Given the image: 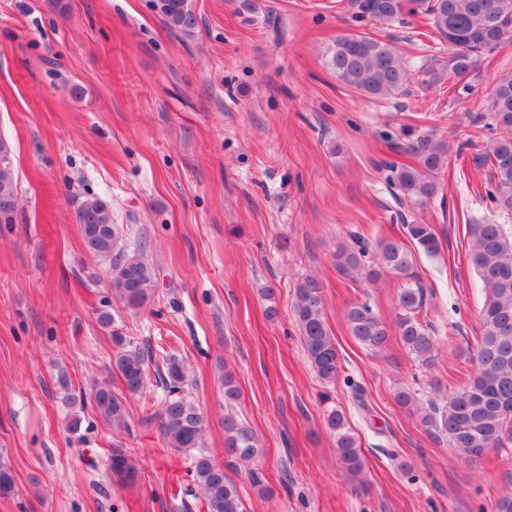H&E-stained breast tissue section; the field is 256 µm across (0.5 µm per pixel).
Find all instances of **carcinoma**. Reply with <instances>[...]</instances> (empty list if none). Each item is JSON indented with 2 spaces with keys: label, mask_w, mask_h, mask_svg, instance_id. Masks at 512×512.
<instances>
[{
  "label": "carcinoma",
  "mask_w": 512,
  "mask_h": 512,
  "mask_svg": "<svg viewBox=\"0 0 512 512\" xmlns=\"http://www.w3.org/2000/svg\"><path fill=\"white\" fill-rule=\"evenodd\" d=\"M424 10L432 32L454 49L446 61L431 60L432 81L451 72L463 89L483 55L512 38V0H354L357 19L389 22L403 16L409 3ZM153 8L166 27L185 37L195 33L198 21L190 0H154ZM327 66L346 87L369 99L393 98L405 91L409 74L392 44L379 38L344 34L336 38L327 53ZM492 127L498 136L491 139L481 164L488 167L487 198L495 206L512 210V72L500 76L492 105ZM396 153L411 155L414 162L391 163L388 181L399 197L411 205L424 206L438 194L437 173L446 165L448 144L417 126L402 129L401 137L390 140ZM17 213V185L10 146L0 138V224H12ZM86 250L111 262L112 287L129 309L151 302L157 287L155 269L141 253L121 245L120 231L112 222V207L93 197L78 207ZM406 235L416 248L428 255L439 251L440 241L431 224H406ZM469 261L479 277L484 301L479 311V334L467 344L472 352L473 370L465 384L441 402L422 401L407 387L396 398L416 416L425 430L445 436L450 447L469 457H478L487 448L512 444V239L496 224L469 225ZM336 271L355 282L376 283L390 275L400 283L394 327L390 328L372 308L351 303L344 312L348 333L360 345L383 350L391 333L400 337L409 354L421 366L434 363L437 338L430 324L421 318L427 304L426 289L415 268L414 257L396 240L369 243L351 234L334 253ZM295 313L307 357L319 379L334 384L344 378L343 365L326 320L324 284L314 275L304 277L296 293ZM101 328L111 331L116 347L112 369L120 378L121 392L109 382L97 383L90 401L106 423L125 425L126 401L143 393L148 380L147 353L127 344L112 329L109 303L98 310ZM161 384L167 390L159 415L161 436L169 448L193 452L192 468L204 495L206 512H246L238 487L224 475V469L200 450L204 437V416L186 393L188 368L183 359L170 355L164 360ZM326 426L335 437L336 453L353 477L363 471L356 437L343 413L332 408ZM225 450L241 461L254 459L259 440L246 425L232 417L224 420ZM110 478L124 485L140 481L137 461L122 448L112 449L107 464Z\"/></svg>",
  "instance_id": "obj_1"
}]
</instances>
